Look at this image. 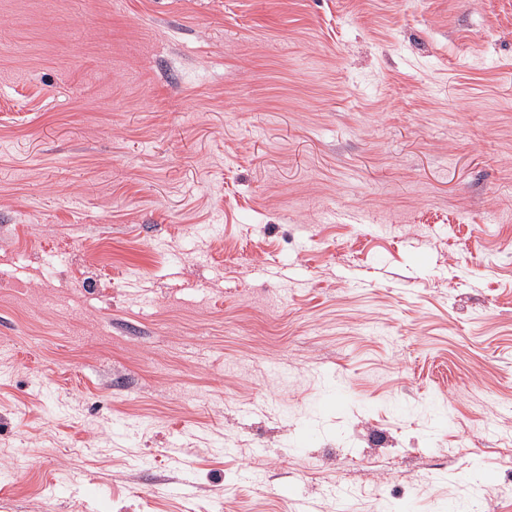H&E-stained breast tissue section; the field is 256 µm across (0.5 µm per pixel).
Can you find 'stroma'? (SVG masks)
<instances>
[{
  "mask_svg": "<svg viewBox=\"0 0 512 512\" xmlns=\"http://www.w3.org/2000/svg\"><path fill=\"white\" fill-rule=\"evenodd\" d=\"M503 448L512 0H0V512H512Z\"/></svg>",
  "mask_w": 512,
  "mask_h": 512,
  "instance_id": "1",
  "label": "stroma"
}]
</instances>
